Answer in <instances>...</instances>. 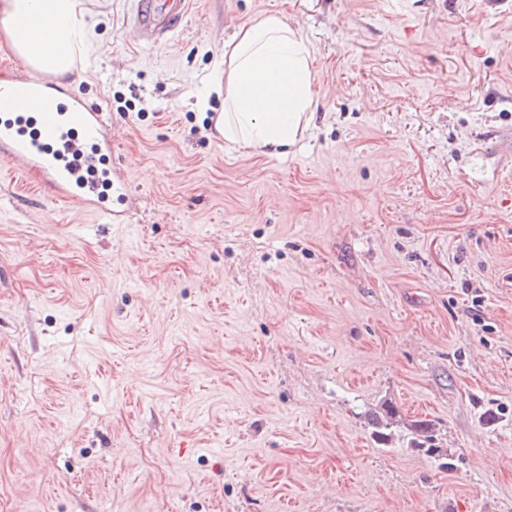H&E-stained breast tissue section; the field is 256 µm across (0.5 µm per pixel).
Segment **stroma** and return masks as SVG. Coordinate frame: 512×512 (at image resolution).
<instances>
[{"label":"stroma","mask_w":512,"mask_h":512,"mask_svg":"<svg viewBox=\"0 0 512 512\" xmlns=\"http://www.w3.org/2000/svg\"><path fill=\"white\" fill-rule=\"evenodd\" d=\"M82 0L124 224L0 180V512H512V0ZM303 29L316 105L245 157L197 94ZM385 399L454 470L376 445ZM170 0H140L134 18L133 31L142 40L148 41L171 32L180 24L187 12L190 2L176 0L179 8L176 11L166 10V2Z\"/></svg>","instance_id":"1"}]
</instances>
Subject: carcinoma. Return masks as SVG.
Instances as JSON below:
<instances>
[{
	"label": "carcinoma",
	"mask_w": 512,
	"mask_h": 512,
	"mask_svg": "<svg viewBox=\"0 0 512 512\" xmlns=\"http://www.w3.org/2000/svg\"><path fill=\"white\" fill-rule=\"evenodd\" d=\"M368 425L373 441L386 446L397 439L408 448L423 450L445 459L444 467L453 469V454L440 446L439 427L432 420L405 421L397 406L388 400L369 413Z\"/></svg>",
	"instance_id": "obj_1"
}]
</instances>
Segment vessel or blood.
Masks as SVG:
<instances>
[{
  "label": "vessel or blood",
  "mask_w": 512,
  "mask_h": 512,
  "mask_svg": "<svg viewBox=\"0 0 512 512\" xmlns=\"http://www.w3.org/2000/svg\"><path fill=\"white\" fill-rule=\"evenodd\" d=\"M139 0L133 31L148 41L171 32L189 8L177 0ZM110 113L84 99L62 94L55 80L36 73L22 88L0 83V159L18 174L35 172L42 187L56 197L75 200L104 215L109 223L122 221L112 201L123 198L129 184L118 168H105L101 159L112 150Z\"/></svg>",
  "instance_id": "b4317fda"
}]
</instances>
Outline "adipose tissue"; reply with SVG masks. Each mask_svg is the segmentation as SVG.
I'll return each instance as SVG.
<instances>
[{
  "label": "adipose tissue",
  "mask_w": 512,
  "mask_h": 512,
  "mask_svg": "<svg viewBox=\"0 0 512 512\" xmlns=\"http://www.w3.org/2000/svg\"><path fill=\"white\" fill-rule=\"evenodd\" d=\"M52 22L54 33L40 26ZM0 28L31 67L53 76L71 72L87 40L81 0H0ZM210 90L224 108L211 118L224 142L251 156L289 148L313 117L314 73L302 28L277 15L240 26L224 43Z\"/></svg>",
  "instance_id": "adipose-tissue-1"
}]
</instances>
